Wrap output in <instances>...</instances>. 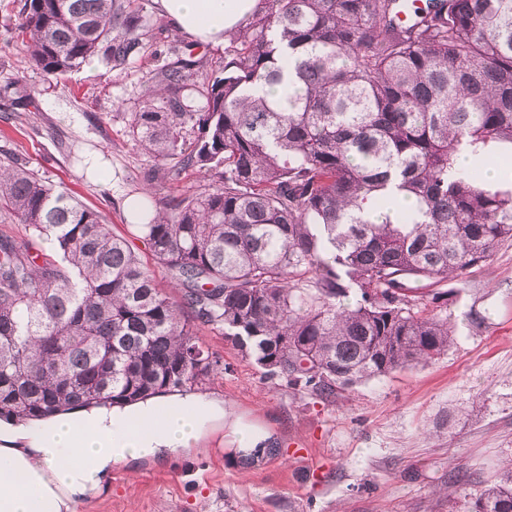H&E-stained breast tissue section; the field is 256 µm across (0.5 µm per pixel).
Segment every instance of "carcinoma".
Wrapping results in <instances>:
<instances>
[{"label": "carcinoma", "instance_id": "cac0c4a2", "mask_svg": "<svg viewBox=\"0 0 512 512\" xmlns=\"http://www.w3.org/2000/svg\"><path fill=\"white\" fill-rule=\"evenodd\" d=\"M262 2L221 71L190 82L191 53L149 71L129 125L157 183L219 171L201 191L147 188L130 214L190 315L101 213L0 157V211L60 255L37 265L0 238V418L209 381L223 367L199 324L325 397L448 351L438 287L512 238V186L478 165H512V0ZM20 28L48 76L123 65L148 34L137 0H25ZM471 512H512V468Z\"/></svg>", "mask_w": 512, "mask_h": 512}]
</instances>
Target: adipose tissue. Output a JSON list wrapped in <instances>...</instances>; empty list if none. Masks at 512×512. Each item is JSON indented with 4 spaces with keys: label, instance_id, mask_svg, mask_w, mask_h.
<instances>
[{
    "label": "adipose tissue",
    "instance_id": "obj_1",
    "mask_svg": "<svg viewBox=\"0 0 512 512\" xmlns=\"http://www.w3.org/2000/svg\"><path fill=\"white\" fill-rule=\"evenodd\" d=\"M158 2L187 40L219 44L251 16L258 0ZM221 426L244 455L269 438L205 392L78 410L40 425L0 423V512H69L73 503L108 486L114 465L181 457Z\"/></svg>",
    "mask_w": 512,
    "mask_h": 512
}]
</instances>
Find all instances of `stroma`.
Returning <instances> with one entry per match:
<instances>
[{
	"instance_id": "stroma-1",
	"label": "stroma",
	"mask_w": 512,
	"mask_h": 512,
	"mask_svg": "<svg viewBox=\"0 0 512 512\" xmlns=\"http://www.w3.org/2000/svg\"><path fill=\"white\" fill-rule=\"evenodd\" d=\"M22 2L0 0V93L11 83L35 102L0 116V152L128 235L125 201L155 167L129 134L131 115L147 72L188 41L156 0H142L151 33L124 65L94 58L51 77L28 60ZM442 306L454 328L445 355L328 398L263 378L219 328L200 327L224 366L202 391L266 429L267 446L242 457L215 430L178 462L114 466L109 488L71 512H470L475 494L512 466V239L449 282Z\"/></svg>"
}]
</instances>
